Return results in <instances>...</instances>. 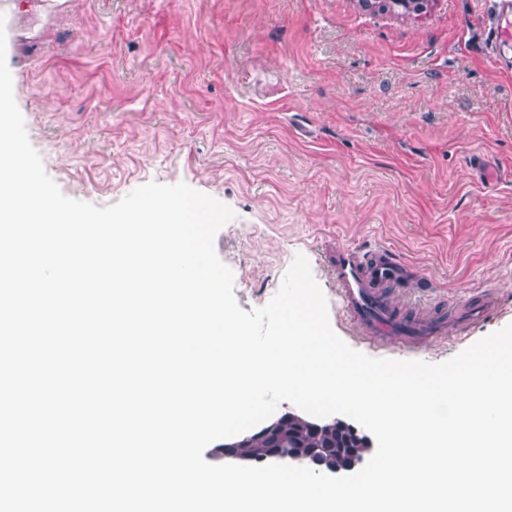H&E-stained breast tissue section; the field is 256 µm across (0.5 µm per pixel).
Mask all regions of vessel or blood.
Here are the masks:
<instances>
[{
  "label": "vessel or blood",
  "mask_w": 512,
  "mask_h": 512,
  "mask_svg": "<svg viewBox=\"0 0 512 512\" xmlns=\"http://www.w3.org/2000/svg\"><path fill=\"white\" fill-rule=\"evenodd\" d=\"M341 300L357 326L359 335L378 340L392 334L409 337L438 336L441 324L421 326L409 322L383 293L405 273V267L388 251H363L354 247L337 248L332 260Z\"/></svg>",
  "instance_id": "obj_1"
}]
</instances>
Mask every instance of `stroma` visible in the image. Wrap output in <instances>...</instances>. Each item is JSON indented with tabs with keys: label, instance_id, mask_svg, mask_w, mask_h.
I'll use <instances>...</instances> for the list:
<instances>
[{
	"label": "stroma",
	"instance_id": "stroma-1",
	"mask_svg": "<svg viewBox=\"0 0 512 512\" xmlns=\"http://www.w3.org/2000/svg\"><path fill=\"white\" fill-rule=\"evenodd\" d=\"M499 0H0L27 135L99 207L184 183L230 206L214 247L241 309L308 259L333 331L373 358L448 361L512 324V40ZM394 251L387 291L427 342L356 332L329 260ZM501 312L457 328L464 301ZM435 0H361L365 8H381L383 11L402 10L422 14Z\"/></svg>",
	"mask_w": 512,
	"mask_h": 512
}]
</instances>
